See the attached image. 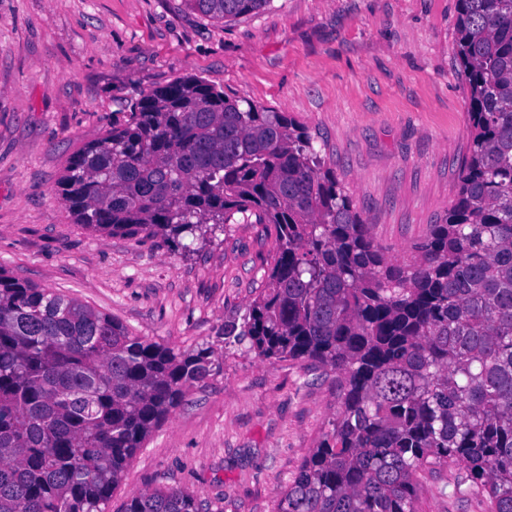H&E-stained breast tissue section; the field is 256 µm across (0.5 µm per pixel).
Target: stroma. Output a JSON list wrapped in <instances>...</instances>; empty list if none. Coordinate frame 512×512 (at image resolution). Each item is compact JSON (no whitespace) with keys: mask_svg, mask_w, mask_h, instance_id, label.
<instances>
[{"mask_svg":"<svg viewBox=\"0 0 512 512\" xmlns=\"http://www.w3.org/2000/svg\"><path fill=\"white\" fill-rule=\"evenodd\" d=\"M458 0H270L213 20L186 0H0V269L110 314L216 369L191 387L112 491L187 490L201 512H277L328 429L333 373L227 344L225 321L266 286L274 232L235 217L194 253L76 223L58 186L140 90L193 75L287 113L313 137L374 239L403 261L455 203L470 149ZM458 463L420 479V512L451 497Z\"/></svg>","mask_w":512,"mask_h":512,"instance_id":"stroma-1","label":"stroma"}]
</instances>
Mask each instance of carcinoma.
Instances as JSON below:
<instances>
[{
	"mask_svg": "<svg viewBox=\"0 0 512 512\" xmlns=\"http://www.w3.org/2000/svg\"><path fill=\"white\" fill-rule=\"evenodd\" d=\"M270 0H188L211 19ZM471 145L443 223L400 263L376 243L307 130L192 76L143 90L71 158L77 223L191 251L237 214L275 232L267 286L224 339L336 373L329 429L278 512H417L418 477L512 512V0H459ZM212 350L180 351L0 269V512H106L113 487ZM125 512H199L154 489Z\"/></svg>",
	"mask_w": 512,
	"mask_h": 512,
	"instance_id": "carcinoma-1",
	"label": "carcinoma"
}]
</instances>
